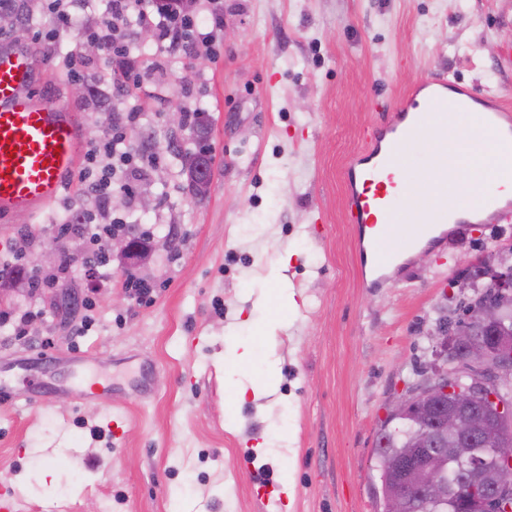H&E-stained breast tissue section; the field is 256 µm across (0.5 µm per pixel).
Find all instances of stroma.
I'll return each mask as SVG.
<instances>
[{"instance_id": "obj_1", "label": "stroma", "mask_w": 512, "mask_h": 512, "mask_svg": "<svg viewBox=\"0 0 512 512\" xmlns=\"http://www.w3.org/2000/svg\"><path fill=\"white\" fill-rule=\"evenodd\" d=\"M0 38L28 50L40 89L71 108L86 137L135 110L127 151L161 155L132 174L133 196L112 210L156 240L150 304L129 296L132 268L117 255L94 279L71 260L67 302L47 288L0 300V311L35 315L28 340L0 330L13 392L0 402V488L14 491L22 512H381L377 432L422 379L440 322L457 317L462 267L511 253L512 222L460 225L446 250L428 244L409 257L406 281L365 288L343 170L385 118L374 102H393L431 73L512 107V67L500 62L512 46V0H224L223 32L203 69L137 41L130 62L141 86L113 93L107 112L75 96L62 67L69 51L88 53L92 86L111 68L81 31L37 43L6 19ZM178 105L208 128L214 167L200 202L182 163L196 135L166 120ZM81 203L74 173L35 216L0 215V261L23 232L42 244L56 238V214ZM285 288L296 309L283 307ZM87 314L91 329L73 341ZM265 325L272 334L258 336ZM45 340L61 358L123 359L110 401L62 392L23 405L27 367ZM239 342L254 346L244 369L233 357ZM144 362L156 388L148 398L136 389ZM246 377L268 385V396L238 397ZM115 412L128 419L118 443L98 435Z\"/></svg>"}]
</instances>
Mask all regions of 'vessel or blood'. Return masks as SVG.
<instances>
[{
    "label": "vessel or blood",
    "instance_id": "b4317fda",
    "mask_svg": "<svg viewBox=\"0 0 512 512\" xmlns=\"http://www.w3.org/2000/svg\"><path fill=\"white\" fill-rule=\"evenodd\" d=\"M485 106L483 120L490 129L492 145L512 136V111L477 88L434 73L409 89L394 105L388 119L373 126L364 146L352 157L343 178L348 220L355 229V245L369 274L367 287L390 283L389 269L408 252L399 243L390 250L379 248L382 237L404 218L393 197L402 185L395 173L403 167L410 146L420 143L438 111L453 114ZM83 135L71 109L50 100L38 87L36 64L19 46L0 43V213L30 216L56 202L66 177L82 157ZM436 195L442 205L427 206L418 225L419 236L432 234L441 225L439 241H447L445 225L452 210L447 188ZM512 220V199L490 201L473 218L476 224ZM77 391L84 402L106 401L110 385L87 373L79 358H72L66 376L30 385L26 401L45 404L60 391Z\"/></svg>",
    "mask_w": 512,
    "mask_h": 512
}]
</instances>
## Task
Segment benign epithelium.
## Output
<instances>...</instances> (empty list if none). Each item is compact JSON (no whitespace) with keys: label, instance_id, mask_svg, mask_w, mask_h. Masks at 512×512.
Returning a JSON list of instances; mask_svg holds the SVG:
<instances>
[{"label":"benign epithelium","instance_id":"1","mask_svg":"<svg viewBox=\"0 0 512 512\" xmlns=\"http://www.w3.org/2000/svg\"><path fill=\"white\" fill-rule=\"evenodd\" d=\"M482 277L493 288V302L479 297L464 298L458 311L462 318L447 320L437 329L441 345L448 347L468 343L465 358L441 355L443 364H436L429 375L409 389L393 404L389 418L422 415L434 407L437 397L447 395L456 409L440 416L434 423L439 433L456 444L454 448H427L423 436L408 437L399 452L405 459L401 471L402 483L421 490L434 505L446 497L459 500L462 512H485L491 506L495 512H512V436L502 430L494 434L492 444L483 442L479 432L487 424L480 417L466 412L473 402L486 399L495 405L498 421L512 419V400L506 395L512 383V336L495 335L489 340H472L459 335L460 322L502 327L505 310H512V266L497 259L480 262ZM463 471H486V479L476 487L462 489L448 482L446 460Z\"/></svg>","mask_w":512,"mask_h":512}]
</instances>
